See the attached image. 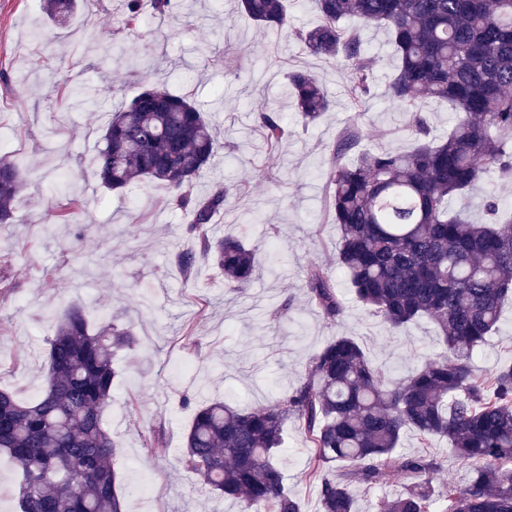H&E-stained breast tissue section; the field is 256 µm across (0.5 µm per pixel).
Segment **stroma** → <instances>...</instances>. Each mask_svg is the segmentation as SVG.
<instances>
[{"label":"stroma","instance_id":"obj_1","mask_svg":"<svg viewBox=\"0 0 512 512\" xmlns=\"http://www.w3.org/2000/svg\"><path fill=\"white\" fill-rule=\"evenodd\" d=\"M164 21L144 14L138 32L117 24L119 0H82L65 24L52 23L41 0H0V156L26 176L13 221L0 224V262L13 285L0 294V388L35 399L42 387L46 340L59 313L80 305L90 324L112 310L137 337L115 358L118 377L104 423L119 444L115 470L126 512H240L209 492L180 463L192 419L183 395H231L245 409L266 406L301 380L311 355L339 336L400 377L443 352L436 327L421 320L391 331L357 301L336 265L335 225L324 223L323 200L337 139L351 124L360 152L409 150L406 117L387 84L396 60L389 36L367 29L374 90L361 112L346 95L344 62L306 53L297 31L318 25L313 0L290 6V24L260 29L235 0H173ZM313 72L331 102L316 124L302 126L288 93L290 70ZM93 86L99 109L84 112L60 94L49 74ZM146 84L166 86L203 109L223 98L213 119L221 149L199 193L230 189L228 208L210 236H230L269 258L245 290L224 287V276L201 258L192 276L175 263L192 246L189 215L168 205L167 191L140 183L121 192L101 187L94 159L106 115ZM270 106L288 134L266 143L253 114ZM81 197L74 224L55 223L61 194ZM279 225L271 234L270 225ZM327 267L343 312L327 319L306 292V269ZM512 360V301L500 330L477 354L481 373ZM155 451H147V442ZM439 468L433 484L466 485L471 466L446 441L431 447ZM310 443L288 422L277 455L289 492L302 512H321L317 485L306 478Z\"/></svg>","mask_w":512,"mask_h":512}]
</instances>
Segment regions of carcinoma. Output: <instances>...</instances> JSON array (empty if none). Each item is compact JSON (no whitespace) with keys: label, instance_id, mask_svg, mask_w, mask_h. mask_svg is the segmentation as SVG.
<instances>
[{"label":"carcinoma","instance_id":"obj_1","mask_svg":"<svg viewBox=\"0 0 512 512\" xmlns=\"http://www.w3.org/2000/svg\"><path fill=\"white\" fill-rule=\"evenodd\" d=\"M141 2L126 0L122 29L138 31ZM316 2L322 21L298 38L309 54L347 63V95L357 112L374 81L362 31H389L396 65L387 94L406 112L415 143L403 152H364L343 164L360 137L358 125L338 138L323 210L339 233L336 264L357 300L389 329L426 318L445 352L393 381L351 337L338 336L312 355L300 383L272 405L248 410L221 399L198 402L181 463L242 512H301L276 461L292 418L311 444L307 477L319 484L321 512H355L354 485H376L391 471L413 481L384 501L381 512H512V363L486 378L472 368L512 298V207L488 189L493 178L512 177V0ZM238 5L260 27H288V0ZM76 8L77 0L43 3L52 20ZM289 83L303 124L328 111L312 74L295 71ZM429 100H446L459 112L438 142L422 110ZM255 117L267 143H280L283 118L270 108ZM103 140L96 173L106 188L159 184L174 207L192 214L195 246L177 254L183 273H192L200 253L224 271L227 288L242 289L262 254L257 246L205 232L230 199L221 187L203 196L195 191L218 152L205 111L187 96L147 84L110 113ZM24 185L18 166L0 157V224L12 221ZM479 192L480 223L462 204ZM82 208L78 197L65 195L54 217L66 224ZM306 289L326 318L342 314L323 267L310 266ZM120 321L117 313L92 329L82 307H69L48 339L40 396L22 402L0 389V455L20 469L19 512H124L114 467L119 444L103 423L118 376L113 355L137 344ZM410 432L446 439L474 463L467 485L436 492L437 460L397 451ZM336 462L348 471L326 474Z\"/></svg>","mask_w":512,"mask_h":512}]
</instances>
